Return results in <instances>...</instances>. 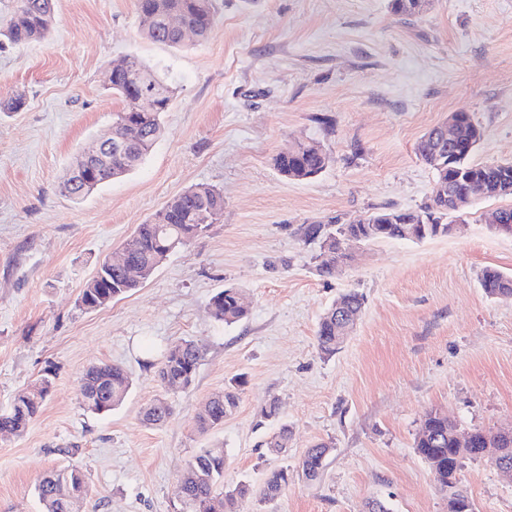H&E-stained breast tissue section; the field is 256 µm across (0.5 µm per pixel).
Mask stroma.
<instances>
[{
  "label": "stroma",
  "mask_w": 512,
  "mask_h": 512,
  "mask_svg": "<svg viewBox=\"0 0 512 512\" xmlns=\"http://www.w3.org/2000/svg\"><path fill=\"white\" fill-rule=\"evenodd\" d=\"M216 8L208 41L171 48L140 36L135 0H56L48 39L0 48V99L25 100L0 112V407L54 372L27 430L0 437V512H42L35 487L56 467L85 474L87 512H182L180 475L201 449L223 444L225 481L257 485L319 442L330 446L319 482L294 477L277 500L248 499L238 512H365L375 498L391 512H448L414 438L434 410L465 428L512 427V297H488L479 282L487 267L512 274V233L487 222L512 200L475 199L444 237L353 245L329 278L297 230L428 203L435 173L415 145L453 112L483 130L474 162L512 160V0H432L409 18L390 0ZM129 55L174 90L161 134L134 172L72 200L64 177L123 110L107 71ZM309 137L327 168L285 180L274 157ZM196 184L224 195L206 234L142 288L80 307L97 263ZM227 287L249 304L230 325L209 311ZM350 289L366 298L360 319L322 357L319 320ZM184 340L205 355L191 386L164 390L156 370ZM99 362L123 365L133 385L122 405L93 415L78 384ZM239 376L236 412L200 433L202 403ZM161 394L174 413L146 426L141 411ZM273 399L277 419L262 420ZM283 424L288 446L271 453L263 442ZM459 484L475 512H512V477L486 461H464Z\"/></svg>",
  "instance_id": "1"
}]
</instances>
